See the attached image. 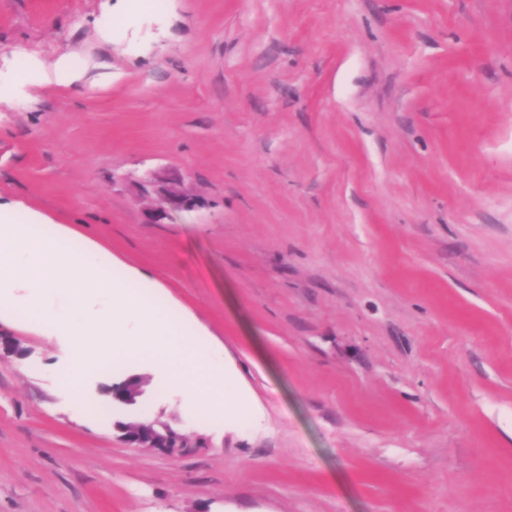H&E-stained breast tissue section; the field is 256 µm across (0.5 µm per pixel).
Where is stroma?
<instances>
[{"label":"stroma","instance_id":"stroma-1","mask_svg":"<svg viewBox=\"0 0 512 512\" xmlns=\"http://www.w3.org/2000/svg\"><path fill=\"white\" fill-rule=\"evenodd\" d=\"M64 53L0 103V199L161 284L250 409L135 360L79 409L66 337L1 324L0 512H512V0H0V72ZM149 171L203 206L149 223ZM81 78V72L74 59L69 54H62L52 69H45L35 57H28L26 64L13 73L4 82L13 88H19L29 82L74 83ZM142 384L141 377H130L119 384L118 392H115L111 386L107 389V394L111 397L112 402L127 406L134 405L142 393ZM119 428L122 437L138 448L173 456L190 447V443L181 433L167 425L140 422L121 424Z\"/></svg>","mask_w":512,"mask_h":512}]
</instances>
